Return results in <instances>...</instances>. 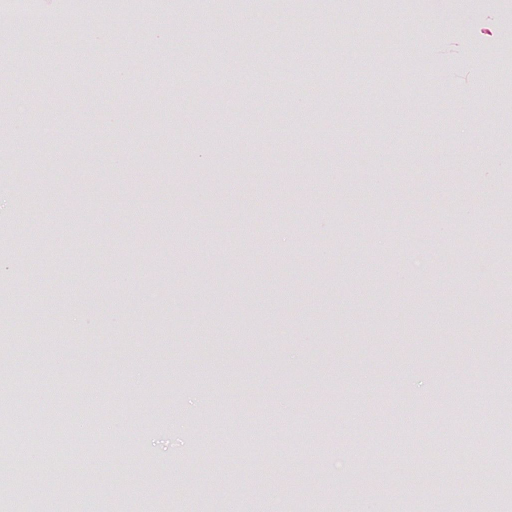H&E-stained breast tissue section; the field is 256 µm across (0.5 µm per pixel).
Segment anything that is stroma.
Returning a JSON list of instances; mask_svg holds the SVG:
<instances>
[{
	"mask_svg": "<svg viewBox=\"0 0 512 512\" xmlns=\"http://www.w3.org/2000/svg\"><path fill=\"white\" fill-rule=\"evenodd\" d=\"M87 3L41 0L38 29L0 45V138L23 94L26 141L41 146L21 183L15 155L0 154V231L16 230L24 202L44 225L72 227L48 239L60 276L10 299L41 317L16 349L40 385L0 426V449L64 394L70 432L96 435L71 467L94 469L97 446L125 449L98 483L163 474L138 497L157 512H224L246 482L251 512H444L450 498L471 505L474 482L495 489L501 471L468 448L512 370V295L497 288L496 248L469 250L458 273L444 255L469 224L512 241V121L498 99L454 93L512 55V0H466L454 14L448 0H360L375 20L403 14L431 41L440 77L422 79L415 62L393 69L408 95L390 100L371 65L349 62L367 38L348 29L320 78L331 95L313 132L276 119L315 80L293 47L258 42L267 77L224 81L252 33L233 16L272 0H192L171 8L163 38L112 0V35L137 44L142 63L94 99L80 64L47 82L11 67L61 29L92 49L76 16ZM335 25L333 0H305L281 28L304 43ZM113 110L114 126L88 118ZM393 112L418 117L415 147L386 121ZM161 129L171 138L159 146ZM256 134L258 158L241 149ZM92 244L102 269L82 261ZM414 440L451 469L413 465L403 450Z\"/></svg>",
	"mask_w": 512,
	"mask_h": 512,
	"instance_id": "35a3bbf8",
	"label": "stroma"
}]
</instances>
